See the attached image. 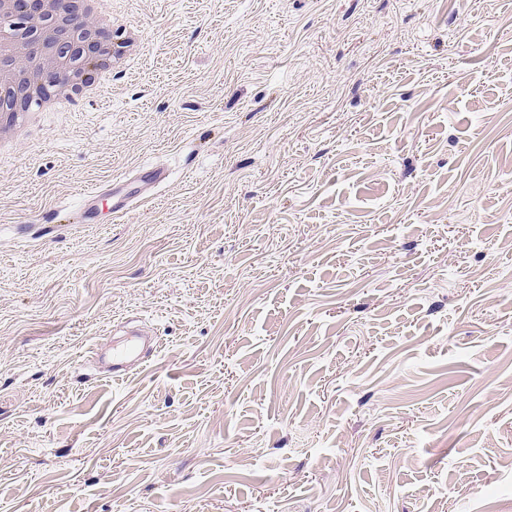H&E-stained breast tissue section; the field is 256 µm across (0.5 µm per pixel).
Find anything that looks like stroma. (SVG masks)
Here are the masks:
<instances>
[{
  "label": "stroma",
  "mask_w": 512,
  "mask_h": 512,
  "mask_svg": "<svg viewBox=\"0 0 512 512\" xmlns=\"http://www.w3.org/2000/svg\"><path fill=\"white\" fill-rule=\"evenodd\" d=\"M116 6L0 160V512H512V0ZM130 180L131 179L127 177L113 178L112 181L109 182V184L105 187L83 191L81 193L83 198V206L81 212L58 210L54 213L53 220L57 222H67L69 224H95L93 219V209L86 206L110 196V191L112 190V200L108 205L111 215L110 220L112 221V216L115 218L118 215H122V213L129 209V207L133 204L134 198L116 199L117 190L128 183ZM137 335H131L122 342L113 343L112 349L106 354L99 352L96 346L91 350V359L95 365L105 362L111 364L110 373L112 378H123L124 376L139 369L145 363L146 354L153 355L157 350L158 339L142 342Z\"/></svg>",
  "instance_id": "35a3bbf8"
}]
</instances>
